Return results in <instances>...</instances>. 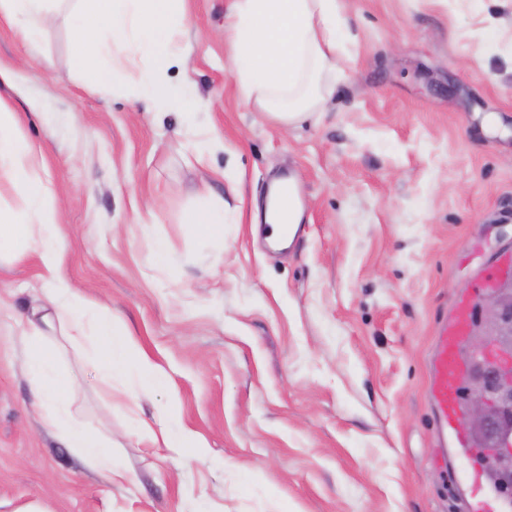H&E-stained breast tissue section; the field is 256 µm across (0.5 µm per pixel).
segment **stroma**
Wrapping results in <instances>:
<instances>
[{
	"label": "stroma",
	"instance_id": "stroma-1",
	"mask_svg": "<svg viewBox=\"0 0 512 512\" xmlns=\"http://www.w3.org/2000/svg\"><path fill=\"white\" fill-rule=\"evenodd\" d=\"M229 4L187 0L186 64L166 79H191V111L150 109L134 73L87 82L74 0L30 44L0 19L14 71L0 99L62 200L61 273L168 374L131 405L68 354L75 410L128 473L110 485L44 421L1 319L0 512H464L436 465L428 357L455 301L512 252V0H341L330 96L288 129L226 68ZM212 134L219 150L190 152ZM285 169L306 213L274 252L253 217ZM210 195L220 237L187 223ZM39 273L1 269L0 304L23 310ZM158 417L204 456L143 443L139 420Z\"/></svg>",
	"mask_w": 512,
	"mask_h": 512
}]
</instances>
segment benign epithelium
<instances>
[{"label":"benign epithelium","mask_w":512,"mask_h":512,"mask_svg":"<svg viewBox=\"0 0 512 512\" xmlns=\"http://www.w3.org/2000/svg\"><path fill=\"white\" fill-rule=\"evenodd\" d=\"M477 309L465 425L506 468L512 465V280L498 284Z\"/></svg>","instance_id":"benign-epithelium-1"}]
</instances>
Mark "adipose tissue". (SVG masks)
<instances>
[{"label": "adipose tissue", "mask_w": 512, "mask_h": 512, "mask_svg": "<svg viewBox=\"0 0 512 512\" xmlns=\"http://www.w3.org/2000/svg\"><path fill=\"white\" fill-rule=\"evenodd\" d=\"M84 21L77 60L88 80L101 83L97 67L108 52H125L148 63L140 75L141 95L155 107L178 98L160 79L178 65L174 17L186 0H79ZM49 0H0V16L27 38L49 23ZM237 49L229 60L246 101L255 102L282 127L303 121L326 103L324 77L336 68L345 21L339 0H232ZM15 112L0 101V180L21 195V209L0 208V267L35 259L46 285L45 303L14 317L26 357L32 393L45 404L44 420L64 432L71 447L90 461L106 482L125 480L106 441L70 412L78 386L59 369L66 347L81 350L111 395L132 403L137 391L167 381L164 370L110 312L78 293L60 273L57 248L60 203L39 174L42 154L16 131Z\"/></svg>", "instance_id": "obj_1"}]
</instances>
